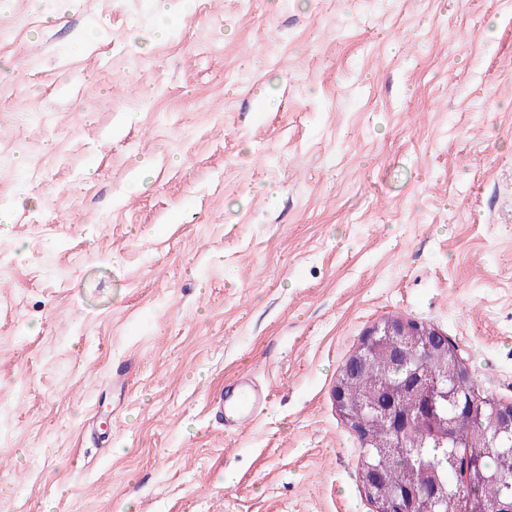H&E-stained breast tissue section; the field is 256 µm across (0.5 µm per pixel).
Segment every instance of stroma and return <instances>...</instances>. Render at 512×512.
Returning <instances> with one entry per match:
<instances>
[{
	"mask_svg": "<svg viewBox=\"0 0 512 512\" xmlns=\"http://www.w3.org/2000/svg\"><path fill=\"white\" fill-rule=\"evenodd\" d=\"M389 316L512 401V0H0V512H374ZM268 394L259 393L243 382L235 392L224 400V396L216 401L214 409L218 414H224L226 421L232 417L233 425H239L250 420L267 404Z\"/></svg>",
	"mask_w": 512,
	"mask_h": 512,
	"instance_id": "35a3bbf8",
	"label": "stroma"
}]
</instances>
